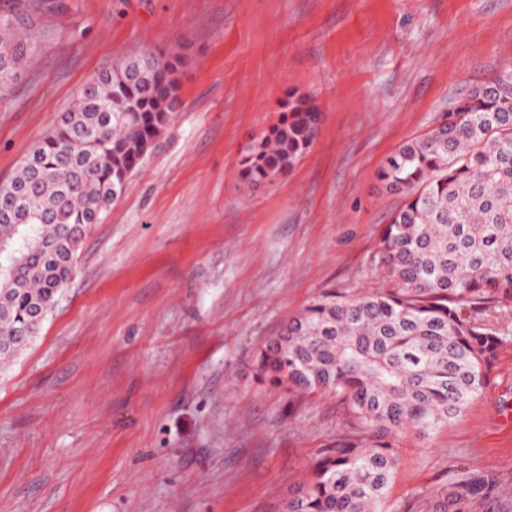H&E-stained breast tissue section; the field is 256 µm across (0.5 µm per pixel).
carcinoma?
Segmentation results:
<instances>
[{
	"instance_id": "carcinoma-1",
	"label": "carcinoma",
	"mask_w": 512,
	"mask_h": 512,
	"mask_svg": "<svg viewBox=\"0 0 512 512\" xmlns=\"http://www.w3.org/2000/svg\"><path fill=\"white\" fill-rule=\"evenodd\" d=\"M31 0L0 9V98L36 47ZM180 54L142 51L89 81L55 127L0 185V362L35 336L74 269L82 240L181 106ZM321 113L305 96L249 147L241 176L258 183L292 168ZM378 178L403 196L380 235L381 272L395 286L351 298L330 292L263 348L261 376L288 393L340 397L353 434L336 439L286 512H382L399 462L390 437L427 434L460 418L512 341L491 309L465 302L512 297V74L471 90L428 133L399 146ZM483 489L479 477L435 489L437 512Z\"/></svg>"
}]
</instances>
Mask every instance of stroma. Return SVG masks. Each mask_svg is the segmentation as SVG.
<instances>
[{
  "label": "stroma",
  "mask_w": 512,
  "mask_h": 512,
  "mask_svg": "<svg viewBox=\"0 0 512 512\" xmlns=\"http://www.w3.org/2000/svg\"><path fill=\"white\" fill-rule=\"evenodd\" d=\"M0 100V184L89 80L128 54L185 58L181 109L101 223L39 336L0 366V512H285L350 429L340 398L260 384L255 360L320 295L382 288L402 198L378 173L512 69V0H55ZM322 113L290 171L247 146L289 102ZM384 512H512V343L458 420L395 441ZM482 489L483 481L475 476L452 483L448 487L436 488L434 491V496L437 499L436 511L460 512V509L449 510V508L459 505L470 497L477 496Z\"/></svg>",
  "instance_id": "35a3bbf8"
}]
</instances>
